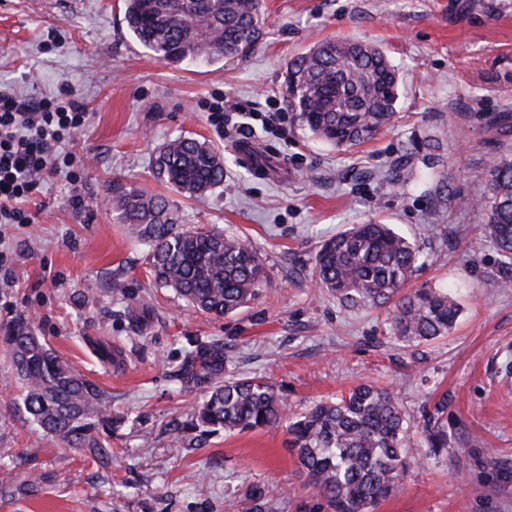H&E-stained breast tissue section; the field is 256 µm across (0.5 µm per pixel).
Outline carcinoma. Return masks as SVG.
<instances>
[{
  "instance_id": "1",
  "label": "carcinoma",
  "mask_w": 512,
  "mask_h": 512,
  "mask_svg": "<svg viewBox=\"0 0 512 512\" xmlns=\"http://www.w3.org/2000/svg\"><path fill=\"white\" fill-rule=\"evenodd\" d=\"M125 21L134 37L160 59L212 63L244 57L263 36L260 0H126ZM288 106L315 137L352 147L388 127L399 98V73L376 46L325 41L292 58L286 68ZM157 174L176 191L203 198L224 180L216 151L180 136L159 152ZM112 209L148 246L154 279L174 289L192 308L216 316L235 314L268 284L263 257L245 239L220 231L186 228L164 195L118 189ZM479 241L493 242L501 266L512 268V160L494 161ZM418 246L380 222L356 224L325 240L314 255L311 279L343 307L388 312L394 334L415 346L447 335L460 307L437 288L405 286L418 271ZM11 367L20 384L21 410L46 435L104 465L112 431L110 400L95 383L65 363L39 336L31 320L16 315L0 324ZM224 344L211 341L189 351L173 377L185 388L205 390L188 410L163 425L190 448L209 435L282 426L296 450L310 495L330 512H373L399 486L410 443L401 406L388 388L355 386L337 400L320 401L299 416L288 413L275 384L224 377ZM448 398L434 406L423 428L427 447H448L441 416ZM47 480L35 468L21 474L0 459V500L29 495ZM255 512H270L259 486L247 492Z\"/></svg>"
}]
</instances>
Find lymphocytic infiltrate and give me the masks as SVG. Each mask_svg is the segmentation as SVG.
Returning a JSON list of instances; mask_svg holds the SVG:
<instances>
[{
    "instance_id": "f902f5d3",
    "label": "lymphocytic infiltrate",
    "mask_w": 512,
    "mask_h": 512,
    "mask_svg": "<svg viewBox=\"0 0 512 512\" xmlns=\"http://www.w3.org/2000/svg\"><path fill=\"white\" fill-rule=\"evenodd\" d=\"M85 120L74 99L0 94V224L31 223L21 202L57 174L60 144L73 139Z\"/></svg>"
}]
</instances>
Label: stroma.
Wrapping results in <instances>:
<instances>
[{"mask_svg": "<svg viewBox=\"0 0 512 512\" xmlns=\"http://www.w3.org/2000/svg\"><path fill=\"white\" fill-rule=\"evenodd\" d=\"M264 35L247 56L170 63L128 31L122 0H0V93L75 95L86 121L71 166L24 203L30 224L0 228V320L32 319L56 353L112 396L122 420L110 469L38 431L0 350V452L47 474L0 512H243L264 486L277 512H318L285 428L211 435L189 448L160 424L198 401L172 378L188 351L223 342L226 370L282 387L300 413L363 381L394 391L412 430L397 491L375 512H512V287L491 243L473 245L492 160L512 157V0H263ZM328 39L377 45L401 79L393 125L359 146L318 140L284 98L286 66ZM282 112L278 134L209 118L214 101ZM190 135L224 157L201 201L162 181L154 159ZM166 195L189 228L236 234L265 257L269 282L241 312H197L153 283L148 248L112 212V193ZM82 199L75 209L73 199ZM378 220L416 242L412 287L451 291L453 331L408 347L387 312L348 310L310 279L322 241ZM123 293H113L114 283ZM95 300L85 303L86 289ZM145 311L132 324L128 308ZM119 351L102 359L98 343ZM447 397L448 450L421 434Z\"/></svg>", "mask_w": 512, "mask_h": 512, "instance_id": "obj_1", "label": "stroma"}]
</instances>
